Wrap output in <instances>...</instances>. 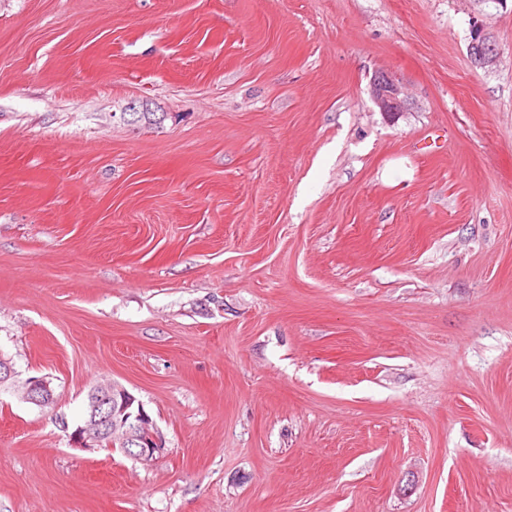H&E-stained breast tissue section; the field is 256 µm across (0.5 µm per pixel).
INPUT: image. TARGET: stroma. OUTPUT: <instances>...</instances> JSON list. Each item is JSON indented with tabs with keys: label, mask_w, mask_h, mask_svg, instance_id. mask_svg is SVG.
I'll return each instance as SVG.
<instances>
[{
	"label": "stroma",
	"mask_w": 512,
	"mask_h": 512,
	"mask_svg": "<svg viewBox=\"0 0 512 512\" xmlns=\"http://www.w3.org/2000/svg\"><path fill=\"white\" fill-rule=\"evenodd\" d=\"M0 355V512H512V0H0ZM471 35L469 55L472 65L481 69L496 65L501 59V51L477 21L472 25ZM370 91L374 103L387 117H395L405 111L407 100L401 83L394 76L386 73L375 76ZM23 398L40 407L48 406L55 400L50 383L45 378H31L23 391ZM103 438L110 448L139 459L156 457L166 448L165 435L144 403L125 386L108 380L88 391L84 418L70 433L72 446L85 450L100 447Z\"/></svg>",
	"instance_id": "1"
}]
</instances>
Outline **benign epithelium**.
I'll list each match as a JSON object with an SVG mask.
<instances>
[{
	"label": "benign epithelium",
	"instance_id": "1",
	"mask_svg": "<svg viewBox=\"0 0 512 512\" xmlns=\"http://www.w3.org/2000/svg\"><path fill=\"white\" fill-rule=\"evenodd\" d=\"M469 55L472 65L481 69L492 67L501 59L498 45L477 22L471 29ZM370 91L384 115L395 117L405 111L407 100L401 83L394 76L381 73L374 77ZM23 398L40 407L55 400L50 383L43 377L29 379ZM104 438L109 447L119 448L124 454L139 459L153 458L166 448L165 435L144 403L125 386L108 380L88 391L84 418L70 433L72 446L85 450L101 446Z\"/></svg>",
	"mask_w": 512,
	"mask_h": 512
}]
</instances>
